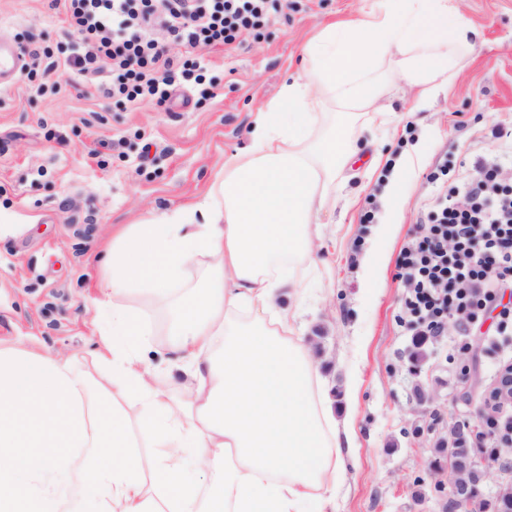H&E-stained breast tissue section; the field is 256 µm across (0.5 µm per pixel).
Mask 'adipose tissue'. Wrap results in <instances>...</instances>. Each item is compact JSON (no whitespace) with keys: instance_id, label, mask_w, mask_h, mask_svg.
Listing matches in <instances>:
<instances>
[{"instance_id":"adipose-tissue-1","label":"adipose tissue","mask_w":512,"mask_h":512,"mask_svg":"<svg viewBox=\"0 0 512 512\" xmlns=\"http://www.w3.org/2000/svg\"><path fill=\"white\" fill-rule=\"evenodd\" d=\"M323 28L198 201L127 224L99 263L97 336L107 368L90 381L63 358L0 349V512H323L352 453L323 410L295 329L297 298L321 263L319 216L361 131H319L332 103L380 111L390 82L429 99L475 47L456 0H376ZM209 264L186 283V264ZM166 307L179 388L147 364L140 300ZM140 403L129 433L121 402ZM152 448L142 466L138 445ZM211 473L206 489L188 459Z\"/></svg>"}]
</instances>
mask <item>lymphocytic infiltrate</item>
I'll return each instance as SVG.
<instances>
[{"mask_svg": "<svg viewBox=\"0 0 512 512\" xmlns=\"http://www.w3.org/2000/svg\"><path fill=\"white\" fill-rule=\"evenodd\" d=\"M74 39L62 50L72 88L106 72L104 97L123 104H167L175 88L209 95L203 67L169 54L154 31L162 27L187 49L232 45L260 35L288 0H52ZM408 325L419 335H443L449 321L463 331L492 321L498 336L512 335V171L477 159L465 182L435 199L403 249Z\"/></svg>", "mask_w": 512, "mask_h": 512, "instance_id": "f902f5d3", "label": "lymphocytic infiltrate"}]
</instances>
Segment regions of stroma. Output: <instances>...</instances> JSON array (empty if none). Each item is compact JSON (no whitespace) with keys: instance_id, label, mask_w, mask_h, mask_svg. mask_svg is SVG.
I'll return each instance as SVG.
<instances>
[{"instance_id":"obj_1","label":"stroma","mask_w":512,"mask_h":512,"mask_svg":"<svg viewBox=\"0 0 512 512\" xmlns=\"http://www.w3.org/2000/svg\"><path fill=\"white\" fill-rule=\"evenodd\" d=\"M375 0H297L260 36L224 48H198L215 84L212 95L186 89L172 105L121 107L89 77L82 90L37 93L20 77L0 87V347H27L68 358L98 377L94 303L96 257L122 225L195 202L224 158L245 152L254 112L302 65V47L319 29L355 16ZM480 33L476 48L447 88L425 102L393 85L379 113L358 119L374 172H342L321 220L323 262L309 274L298 321L303 343L337 426L356 433V461L324 512H440L449 460L441 450L458 421L476 423L495 370L512 357V340L490 330L470 336L449 322L446 335L417 346L399 321L402 248L422 207L440 192L429 175L440 165L466 176L478 158L512 149V0H458ZM25 64L59 79L43 48L67 46L69 30L49 0H0V39ZM420 162L401 174L403 201L387 208L391 167L406 150ZM394 225L374 241L373 227ZM377 243L384 264L372 288L356 276L358 254ZM358 386L354 413L346 389Z\"/></svg>"}]
</instances>
